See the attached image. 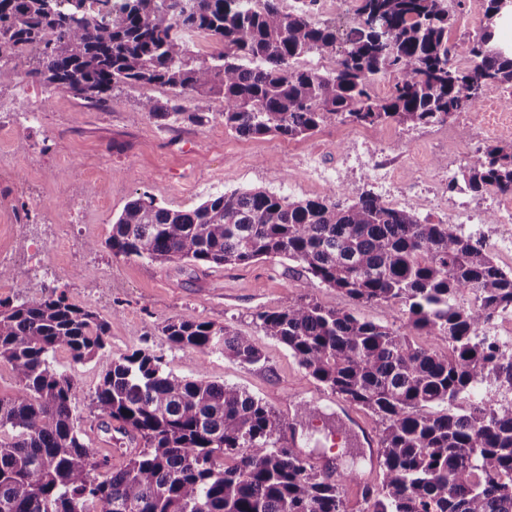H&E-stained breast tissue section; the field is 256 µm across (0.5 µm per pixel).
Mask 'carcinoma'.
I'll return each instance as SVG.
<instances>
[{
    "instance_id": "cac0c4a2",
    "label": "carcinoma",
    "mask_w": 512,
    "mask_h": 512,
    "mask_svg": "<svg viewBox=\"0 0 512 512\" xmlns=\"http://www.w3.org/2000/svg\"><path fill=\"white\" fill-rule=\"evenodd\" d=\"M0 0V85L18 65L49 94L106 104L133 86L171 90L139 101L162 126L205 127L218 117L237 135L305 138L330 124L443 125L512 85V48L498 44L512 15L486 0L473 65L448 44L446 0H355L340 33L312 20L318 0ZM192 34L223 50L202 58ZM343 49L336 67L301 68ZM388 75L390 92H372ZM223 105L215 112L213 102ZM474 192L512 193V141L489 145L462 171ZM105 245L114 256L165 264L248 265L286 258L357 304L406 308V323L367 321L352 309L286 299L256 315L305 371L344 401L376 414L383 469L371 512H512V349L482 335L512 314V269L451 221L436 223L361 192L291 200L264 189L171 210L148 195L129 201ZM111 323L49 291L0 298V364L17 379L0 396V512H348L341 486L281 444L272 407L201 375L185 379L138 349L103 368L90 408L105 434L136 445L112 469L78 428L75 380L54 368L97 356ZM180 348L224 360H265L251 337L210 321L169 319ZM434 336L428 348L412 340Z\"/></svg>"
}]
</instances>
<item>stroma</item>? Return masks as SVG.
<instances>
[{
  "mask_svg": "<svg viewBox=\"0 0 512 512\" xmlns=\"http://www.w3.org/2000/svg\"><path fill=\"white\" fill-rule=\"evenodd\" d=\"M484 5V0H461L456 7L449 42L460 51H467L479 31ZM30 91L27 100L20 97L17 85L0 87V166L13 179L7 201L0 203V251L5 254L0 266L28 267L32 252L41 250L58 269L55 288L70 302L109 318L107 346L93 360L77 364L63 351L53 359L55 368L72 376L80 388L76 412L92 446L111 455L113 464L123 462L127 447L107 442L96 431L90 396L107 362L146 346L162 355L176 376L194 379L203 372L210 380L237 385L269 404L285 427L284 442L310 455L318 472L356 470V481L343 484V496L349 512H367L364 491L378 486L381 458L370 457L359 447L335 445L322 422L299 426L295 414L299 405L310 404L342 420L353 414L366 416L376 429L381 426L379 418L310 377L282 343L265 335L256 315L279 308L286 299L306 297L328 308H355L369 321L401 324L406 320L402 307L387 312L375 303L351 305L342 293L312 282L287 259L176 267L116 257L104 245L125 205L143 193L175 210L195 208L211 195L236 189H266L293 200L323 196L324 188L312 183L298 164L299 156L313 150L321 151L328 165H341L337 196L379 192L368 173L360 127L330 125L307 138L243 137L226 131L220 118L203 128L157 126L138 107L144 96L166 99L167 90L157 86L115 92L106 108L66 93L47 95L36 84ZM32 103L41 107L40 122L26 118ZM457 129L454 122L429 127L392 123L376 126L375 131L399 136L404 156L397 171L400 182H407L414 170H423L431 187L483 216L480 235L488 238L495 231L485 221L490 196L471 192L460 169L449 171L437 164L447 156ZM171 318L229 325L252 336L266 361L239 364L225 361L219 353L204 355L175 347L162 332Z\"/></svg>",
  "mask_w": 512,
  "mask_h": 512,
  "instance_id": "1",
  "label": "stroma"
}]
</instances>
